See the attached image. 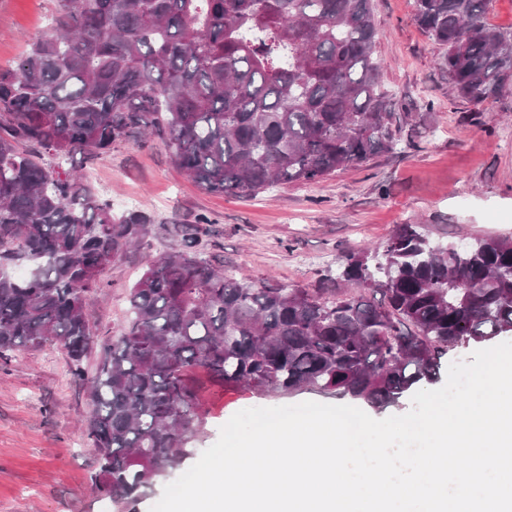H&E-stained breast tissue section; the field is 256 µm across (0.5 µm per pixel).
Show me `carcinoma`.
I'll use <instances>...</instances> for the list:
<instances>
[{"label": "carcinoma", "instance_id": "obj_1", "mask_svg": "<svg viewBox=\"0 0 512 512\" xmlns=\"http://www.w3.org/2000/svg\"><path fill=\"white\" fill-rule=\"evenodd\" d=\"M50 32L0 69V357L61 345L88 380L94 490L129 505L189 454L204 429L199 373L256 395L316 392L380 410L441 379L442 359L512 335V241L433 245L401 224L375 251L344 256L336 288H257L198 249L207 219L155 259L129 294L125 332L93 349L90 307L110 264L154 218L120 216L57 157L120 140H164L203 189L255 197L317 183L396 144L378 88L370 0H58ZM492 0H415L416 23L475 107L512 88V30ZM27 260L34 273L3 271ZM488 20L498 27L512 29V0H493Z\"/></svg>", "mask_w": 512, "mask_h": 512}]
</instances>
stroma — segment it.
Masks as SVG:
<instances>
[{"label":"stroma","mask_w":512,"mask_h":512,"mask_svg":"<svg viewBox=\"0 0 512 512\" xmlns=\"http://www.w3.org/2000/svg\"><path fill=\"white\" fill-rule=\"evenodd\" d=\"M371 6L380 81L401 130L396 150L366 165L242 199L198 186L158 138L114 143L91 161L45 155L47 163L84 169L114 213L139 210L155 220L147 244L104 274L90 318L98 340L120 335L134 283L202 215L210 230L200 248L210 263L268 288L343 287L342 256L383 243L401 224L420 225L434 244L512 239V90L475 108L441 66L442 47L415 23L414 0ZM57 8V0H0V67L50 31ZM200 399L205 433L169 479L189 469L236 412L320 396H256L207 382ZM91 411L86 384L72 378L62 346L0 361V512H119L93 490L95 451L84 430Z\"/></svg>","instance_id":"stroma-1"}]
</instances>
